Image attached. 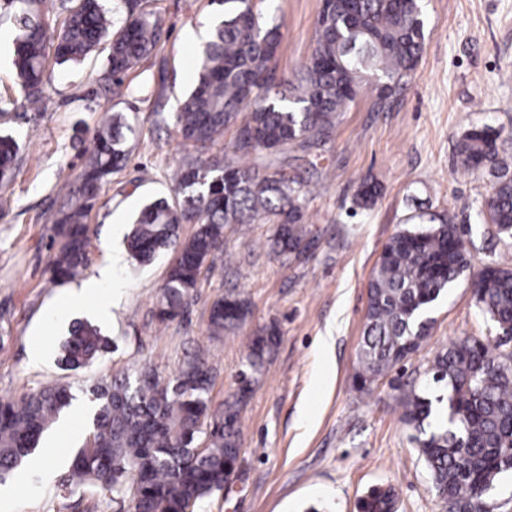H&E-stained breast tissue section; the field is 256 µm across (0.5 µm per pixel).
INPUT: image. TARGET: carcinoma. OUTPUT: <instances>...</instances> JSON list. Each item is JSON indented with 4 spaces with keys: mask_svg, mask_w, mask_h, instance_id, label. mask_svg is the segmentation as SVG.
I'll use <instances>...</instances> for the list:
<instances>
[{
    "mask_svg": "<svg viewBox=\"0 0 512 512\" xmlns=\"http://www.w3.org/2000/svg\"><path fill=\"white\" fill-rule=\"evenodd\" d=\"M224 7L200 44L193 87L179 99L176 126L197 157L177 174L180 199L146 204L126 236L139 264L164 252L175 259L160 289L155 316L161 323L183 314L194 300L202 269L224 255V225L272 219L271 246L299 257L311 244L305 224L307 192L283 171L244 166L240 161L274 146L304 148L314 136L331 137L341 113L377 77L373 108H391L413 77L426 31L422 0H322L313 49L289 96L274 99V61L280 25L266 22L249 0H214ZM12 9L13 65L21 106L39 108L45 95L46 63L79 66L108 45V67L99 78L119 87L123 78L152 55L162 27L148 0H124L118 24L106 0H62L60 26L47 0H5ZM249 115L239 120L243 111ZM233 131L232 158L202 154ZM121 112L108 115L88 152L80 183L64 186L65 203L55 218L60 244L53 277H75L88 261L85 219L102 185L121 170L130 154ZM500 132L489 126L466 129L456 145L466 170L495 167ZM18 144L0 135V181L12 179ZM380 194L374 182L361 185L356 203L370 209ZM484 214L498 232L512 237V176L497 175L484 200ZM195 224L187 240L180 225ZM471 268L456 225L401 229L385 245L369 285L366 322L354 380L362 389L417 353L428 336L434 303ZM476 303L493 327L512 333V267L493 264L472 273ZM250 302L227 295L213 302L208 330L214 339L243 326ZM279 340L265 326L247 344L251 374H259ZM101 329L76 323L60 346L65 370L91 365L107 349ZM429 372L435 395L410 389L399 397L401 420L414 436L433 484L448 512H491L483 491L512 471V364L486 341L459 337L436 351ZM213 368L198 353L164 377L144 367L92 388L95 406L85 443L74 449L62 486H97L112 492L119 512H194L204 498L221 492L239 460L245 395L213 408ZM74 399L71 386L54 383L18 399L0 401V483L10 478L39 445ZM360 512H396L395 492L376 487Z\"/></svg>",
    "mask_w": 512,
    "mask_h": 512,
    "instance_id": "1",
    "label": "carcinoma"
}]
</instances>
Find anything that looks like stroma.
<instances>
[{
	"label": "stroma",
	"instance_id": "obj_1",
	"mask_svg": "<svg viewBox=\"0 0 512 512\" xmlns=\"http://www.w3.org/2000/svg\"><path fill=\"white\" fill-rule=\"evenodd\" d=\"M163 26L155 53L124 79L120 93L96 81L106 67L97 53L83 65L48 68L40 110L14 106L18 98L10 57L13 33L0 26V131L20 149L11 182L0 185V399L20 397L48 383H69L78 404L93 384L149 365L170 374L188 355L206 353L216 372L214 403L237 394L247 372V338L274 322L280 340L241 411L244 444L232 487L205 499L197 512H358L375 486H393L399 512H446L428 470L401 420L397 403L407 388H428L435 351L459 336L485 338L468 278H460L431 310L435 320L419 352L369 390L353 384L366 321L368 287L382 250L400 227L449 220L466 242L473 269L512 263V238L498 234L482 213L494 179L488 170L456 165V144L468 127L501 130L497 165L512 173V0H423L425 46L417 70L391 110L372 109L364 88L342 113L333 135L313 153L298 144L261 151L248 165L285 168L309 185L306 222L315 244L306 258L274 254L270 224H228L224 255L201 276L187 312L159 323L154 303L173 253L141 266L128 257L124 237L146 203L172 195L173 177L191 148L174 127L177 100L196 76V32L216 14L209 0H151ZM322 0H255L280 24L279 76L293 78L313 47ZM124 113L135 129L124 169L103 184L90 211L88 265L75 280L58 283L50 271L59 238L53 215L62 185L76 184L106 115ZM312 153V154H313ZM378 181L376 205L357 208L364 179ZM122 255L114 276L124 293L98 324L108 349L86 369L62 370L61 342L86 309L67 305L111 255ZM248 298L252 316L223 339L208 334L209 310L228 293ZM57 319H49L51 308ZM42 348L32 358V347ZM88 433L76 416L57 438L58 477L31 468L10 512H118L110 491L64 490L70 451Z\"/></svg>",
	"mask_w": 512,
	"mask_h": 512
}]
</instances>
